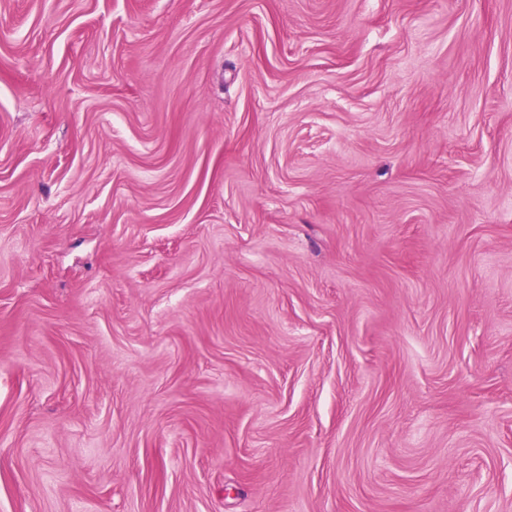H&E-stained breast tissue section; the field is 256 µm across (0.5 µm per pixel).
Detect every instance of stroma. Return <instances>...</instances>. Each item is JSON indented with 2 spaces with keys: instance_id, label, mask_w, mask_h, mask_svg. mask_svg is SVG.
Segmentation results:
<instances>
[{
  "instance_id": "obj_1",
  "label": "stroma",
  "mask_w": 512,
  "mask_h": 512,
  "mask_svg": "<svg viewBox=\"0 0 512 512\" xmlns=\"http://www.w3.org/2000/svg\"><path fill=\"white\" fill-rule=\"evenodd\" d=\"M0 512H512V0H0Z\"/></svg>"
}]
</instances>
